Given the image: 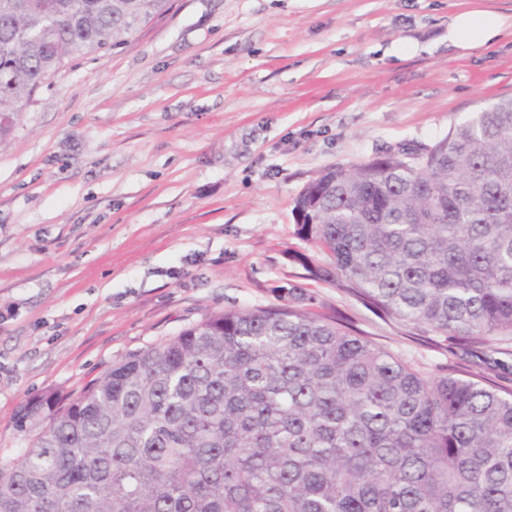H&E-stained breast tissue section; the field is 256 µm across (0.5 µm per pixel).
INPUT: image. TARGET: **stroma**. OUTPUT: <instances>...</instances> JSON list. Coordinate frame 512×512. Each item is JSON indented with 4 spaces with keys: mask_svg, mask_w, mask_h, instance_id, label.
<instances>
[{
    "mask_svg": "<svg viewBox=\"0 0 512 512\" xmlns=\"http://www.w3.org/2000/svg\"><path fill=\"white\" fill-rule=\"evenodd\" d=\"M512 0H170L98 58L37 88L0 140V457L30 397L80 390L127 353L212 310L321 313L434 378L496 372L308 278L297 195L316 174L423 150L512 98V35L462 53L461 4Z\"/></svg>",
    "mask_w": 512,
    "mask_h": 512,
    "instance_id": "stroma-1",
    "label": "stroma"
}]
</instances>
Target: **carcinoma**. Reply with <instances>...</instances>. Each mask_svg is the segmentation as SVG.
Returning <instances> with one entry per match:
<instances>
[{"label": "carcinoma", "mask_w": 512, "mask_h": 512, "mask_svg": "<svg viewBox=\"0 0 512 512\" xmlns=\"http://www.w3.org/2000/svg\"><path fill=\"white\" fill-rule=\"evenodd\" d=\"M169 0H0V139L65 60ZM307 277L467 352L512 338V98L422 153L322 170L295 199ZM207 312L80 391L28 399L0 512H512V390L424 377L309 308Z\"/></svg>", "instance_id": "obj_1"}]
</instances>
